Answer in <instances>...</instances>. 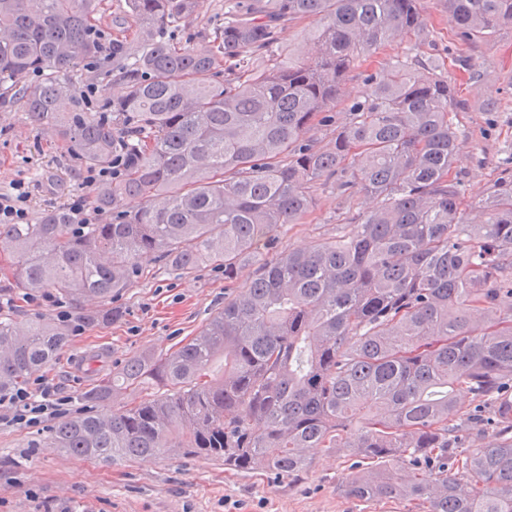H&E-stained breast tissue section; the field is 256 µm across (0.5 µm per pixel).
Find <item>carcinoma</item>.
<instances>
[{
    "label": "carcinoma",
    "instance_id": "carcinoma-1",
    "mask_svg": "<svg viewBox=\"0 0 512 512\" xmlns=\"http://www.w3.org/2000/svg\"><path fill=\"white\" fill-rule=\"evenodd\" d=\"M138 32L112 40L118 102L88 101L61 80L98 53L95 0H0V90L52 127L75 162L121 163L97 185L102 220L64 209L0 224V280L55 291L76 307L129 288L143 266H202L233 279L258 244L310 209L315 184L378 201L333 242L257 259L201 332L102 376L82 399L124 396L104 417L59 420L47 442L112 462L179 451L236 471L294 477L306 448L358 458L342 492L403 499L423 512H512V174L479 224L462 219L460 146L447 78L411 58L368 76L327 149L342 81L382 46L426 28L420 0H244L224 26L184 44L160 28L196 0H126ZM315 22L320 56L273 58L278 28ZM468 44L512 26V0H448ZM28 73L42 79L20 83ZM69 336L44 319L0 318V395L49 365ZM468 388L493 410L494 443L449 451ZM433 479L423 482L421 473Z\"/></svg>",
    "mask_w": 512,
    "mask_h": 512
}]
</instances>
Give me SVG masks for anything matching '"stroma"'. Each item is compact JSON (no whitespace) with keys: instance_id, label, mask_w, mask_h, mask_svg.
Returning <instances> with one entry per match:
<instances>
[{"instance_id":"stroma-1","label":"stroma","mask_w":512,"mask_h":512,"mask_svg":"<svg viewBox=\"0 0 512 512\" xmlns=\"http://www.w3.org/2000/svg\"><path fill=\"white\" fill-rule=\"evenodd\" d=\"M428 31L389 43L351 72L335 109L345 112L364 99L365 74L386 79V61L419 57L440 67L455 88L449 110L461 148L453 172L462 182L465 217L480 222L482 202L503 168L512 165V27L490 41L463 44L448 23L445 0H421ZM224 22V0H198L194 18L167 28L174 41L203 36ZM109 58L79 66L66 82L76 90L95 85L101 99L117 100L124 82L105 77ZM84 170L54 130L31 125L19 100L0 101V194L13 183L29 187V210L38 213L68 205L84 192ZM373 200H346L331 185L313 190V205L300 223L277 231L281 247L307 250L335 239L336 227L352 213L373 207ZM228 284L220 268L184 274L149 265L133 287L116 292L109 303L85 301V312L118 311V318L72 331L58 359L39 369L57 397L69 400L71 414L84 410L81 399L95 372L119 370L124 362L148 351L177 349L196 336L209 316L223 306L225 293L243 288ZM0 313L19 321H60L74 317L60 296L36 294L24 299L0 292ZM49 424L33 428L0 418V512H416L405 500L363 502L344 496L339 486L351 460L341 453L308 449L309 468L296 479L262 471L225 469L223 461L193 456H152L104 463L47 447Z\"/></svg>"}]
</instances>
